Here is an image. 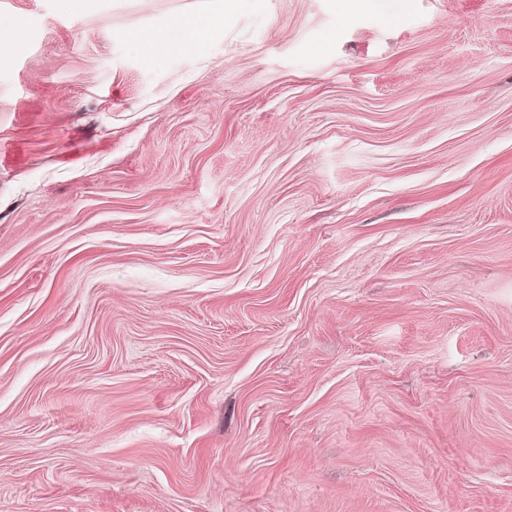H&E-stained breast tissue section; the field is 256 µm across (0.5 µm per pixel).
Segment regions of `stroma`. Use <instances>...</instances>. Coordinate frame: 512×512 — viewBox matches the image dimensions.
<instances>
[{"label": "stroma", "instance_id": "obj_1", "mask_svg": "<svg viewBox=\"0 0 512 512\" xmlns=\"http://www.w3.org/2000/svg\"><path fill=\"white\" fill-rule=\"evenodd\" d=\"M0 512H512V0H0ZM213 29L210 20L194 18L176 21L166 32L165 38L183 33L182 43L189 48H200L205 43Z\"/></svg>", "mask_w": 512, "mask_h": 512}]
</instances>
